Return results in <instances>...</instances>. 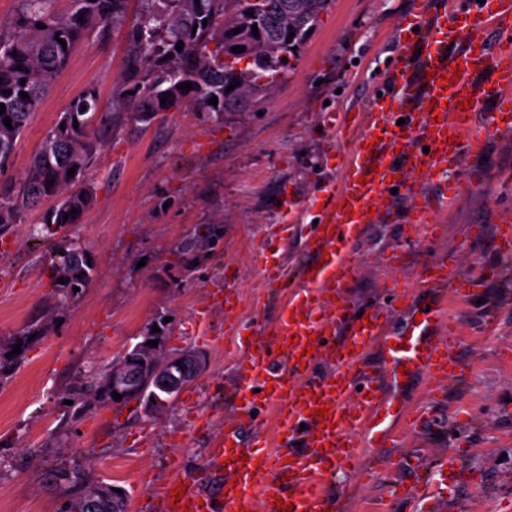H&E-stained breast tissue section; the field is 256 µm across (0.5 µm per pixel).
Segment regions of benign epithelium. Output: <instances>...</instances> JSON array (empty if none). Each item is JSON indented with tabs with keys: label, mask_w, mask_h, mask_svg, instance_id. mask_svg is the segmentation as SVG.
<instances>
[{
	"label": "benign epithelium",
	"mask_w": 512,
	"mask_h": 512,
	"mask_svg": "<svg viewBox=\"0 0 512 512\" xmlns=\"http://www.w3.org/2000/svg\"><path fill=\"white\" fill-rule=\"evenodd\" d=\"M149 340L158 341V346L147 345ZM206 368V357L200 351L189 347L170 351L162 333L152 332L112 360V391L122 395L124 401L144 403L148 413L156 414Z\"/></svg>",
	"instance_id": "1"
}]
</instances>
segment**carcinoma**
Instances as JSON below:
<instances>
[{
	"label": "carcinoma",
	"mask_w": 512,
	"mask_h": 512,
	"mask_svg": "<svg viewBox=\"0 0 512 512\" xmlns=\"http://www.w3.org/2000/svg\"><path fill=\"white\" fill-rule=\"evenodd\" d=\"M13 28L0 32V167L9 163L33 113L51 84L68 65L73 47L98 27L106 33L124 28L127 0H71L60 13L56 0H18ZM138 16L129 29V46L122 75L111 103L113 112L100 111L99 95L90 87L72 99L48 130L21 178L0 186V237L23 224L27 211L45 200L56 205L43 219L38 235L46 238L80 222L94 199V186L85 181L96 154L112 139V114L133 115L150 124L163 112L189 106L217 115L242 107L279 80L285 67L266 41V28L277 31L282 46L305 44L328 0H137ZM258 20L248 19L255 6ZM83 21H78V18ZM207 24H202V20ZM44 28L39 29L36 23ZM258 23L259 36L250 25ZM239 28L236 34L233 29ZM295 33L289 37V33ZM66 41L61 45L58 39ZM248 43L253 60L239 67L242 58L224 61V42ZM183 42L182 51L176 50ZM239 80L230 98L224 87ZM192 83L193 89L179 85ZM9 94H3V91ZM28 97L23 98L19 92ZM218 104H210L212 97ZM166 105H161V99ZM11 118L7 128L5 117ZM78 126H73V122ZM77 167L75 174L68 170ZM54 184H49V181ZM78 213H72V209ZM90 253L71 244L56 255L51 269L60 288V302L76 296L73 287L87 288L95 275ZM58 478L77 487L89 482L81 468H62Z\"/></svg>",
	"instance_id": "obj_1"
}]
</instances>
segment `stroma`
I'll return each mask as SVG.
<instances>
[{
	"mask_svg": "<svg viewBox=\"0 0 512 512\" xmlns=\"http://www.w3.org/2000/svg\"><path fill=\"white\" fill-rule=\"evenodd\" d=\"M416 9L417 0H330L285 75L248 111L218 117L180 108L146 127L121 120L92 168L95 195L81 223L39 240L30 229L40 216L32 213L0 238V359L21 351L13 371L0 377V512H66L76 491L48 472L74 465L123 487L127 512H157L159 492L175 471L206 490L219 485L208 470L210 448L231 415L241 352L257 341V322L274 321L282 305L270 297L261 317L253 315L262 286L254 248L279 223L283 201L302 205L304 222H314L309 203L325 185L341 182L344 158L340 137L323 129L322 116L368 108ZM126 46V32H94L75 48L0 168V185L21 177L60 112L84 89L95 87L101 104L109 103ZM469 167L481 179L452 201L440 247L418 240L407 245L406 262L389 261L406 231L391 217L372 225L359 247L360 268L344 294L351 304L381 298L387 283L411 279L418 264L437 257L459 277L480 269L482 280L471 300L448 303L463 325L456 338L470 364L463 382L447 388L435 428L400 435L393 448L365 449L375 474H339V482L358 488L348 512H414L389 501L393 482L413 478L398 459L433 466L453 438L465 443L464 469L439 512L512 506V252L495 246L499 224L512 220V189L501 180L512 172V138L492 143ZM210 227L218 236L208 247L177 251ZM71 243L95 258L97 271L60 308L51 257ZM220 282L236 285L239 296L215 312L208 343L196 311ZM43 315V333L23 339L26 325ZM161 316L170 320L169 348L192 347L207 359L190 387L205 426H194L182 395L149 418L143 405L90 403L81 393Z\"/></svg>",
	"mask_w": 512,
	"mask_h": 512,
	"instance_id": "1",
	"label": "stroma"
}]
</instances>
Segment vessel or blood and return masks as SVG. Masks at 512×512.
Returning a JSON list of instances; mask_svg holds the SVG:
<instances>
[{"instance_id": "1", "label": "vessel or blood", "mask_w": 512, "mask_h": 512, "mask_svg": "<svg viewBox=\"0 0 512 512\" xmlns=\"http://www.w3.org/2000/svg\"><path fill=\"white\" fill-rule=\"evenodd\" d=\"M419 13L418 32L398 49L391 93L354 116H324L347 145L346 177L314 198L317 225L304 227L300 209L286 203L274 237L253 254L264 287L286 300L276 320L262 328L258 347L242 354L236 415L215 439L211 456L225 475L219 497L176 475L161 495L160 512H345L355 488L332 495L327 486L337 471L359 461L362 447L391 445L397 424L416 432L435 426L432 405L462 369L447 303L469 298L473 280L451 275L447 262L437 259L412 282L387 287L382 303L352 307L341 295L357 273L358 243L381 223L395 195L407 199L402 220L414 237L441 239L448 201L476 181L464 160L512 135V0H423ZM487 30L496 44L484 42ZM451 169L457 178L438 195L426 192V180ZM297 237L304 258L294 274L281 252ZM394 313L402 323L392 331ZM373 350L380 359L375 369L366 361ZM324 361L332 370L321 375L317 367ZM382 371L397 386L426 379L431 407L407 409L380 387ZM320 403L327 406L322 417L314 413ZM271 409L277 450L244 442L243 430L261 433L259 415ZM297 438L304 450H291ZM460 462L456 447H449L435 475L394 486V498L427 503L446 496ZM177 488L184 491L178 501L172 498Z\"/></svg>"}]
</instances>
